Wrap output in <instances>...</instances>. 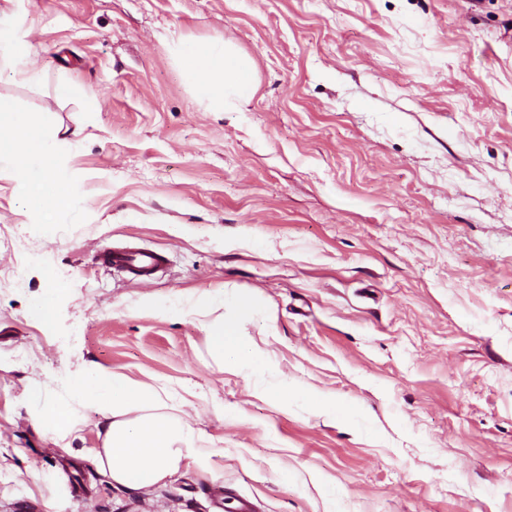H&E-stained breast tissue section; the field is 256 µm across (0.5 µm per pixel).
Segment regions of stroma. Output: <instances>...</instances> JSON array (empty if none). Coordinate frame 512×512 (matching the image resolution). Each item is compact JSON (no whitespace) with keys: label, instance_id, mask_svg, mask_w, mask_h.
I'll list each match as a JSON object with an SVG mask.
<instances>
[{"label":"stroma","instance_id":"35a3bbf8","mask_svg":"<svg viewBox=\"0 0 512 512\" xmlns=\"http://www.w3.org/2000/svg\"><path fill=\"white\" fill-rule=\"evenodd\" d=\"M79 198L54 237L0 171V512H512V0H0ZM226 41L257 89L193 96L174 38ZM65 77L95 110L60 100ZM164 255L143 284L103 246ZM64 285L31 310L43 268ZM232 292L260 372L216 362ZM186 398L209 456L146 490L91 451L88 362ZM69 404V423L41 429ZM54 94L61 100H84L90 104L95 102V96L91 89L84 84L73 82L68 79L58 80L54 86ZM43 279L46 287L34 298L32 309L40 320L50 322L54 315L56 299L63 289L51 268L44 269Z\"/></svg>","mask_w":512,"mask_h":512}]
</instances>
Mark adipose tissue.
I'll return each instance as SVG.
<instances>
[{"mask_svg": "<svg viewBox=\"0 0 512 512\" xmlns=\"http://www.w3.org/2000/svg\"><path fill=\"white\" fill-rule=\"evenodd\" d=\"M197 100L207 111L224 112L234 102L249 99L256 90L253 64L230 44L174 40ZM28 42L13 24L0 20V78L41 79L42 72L26 59ZM48 112L26 110L0 96V167L11 170L31 218L53 231L54 215L71 209L77 198L72 182L60 173L64 142ZM238 319L213 330L210 350L225 363L254 370L263 365L239 329L238 320L250 304L236 299ZM75 393L103 418L104 439L96 449L97 466L114 483L147 488L202 456L196 448L197 429L185 418L164 413L167 388H144L126 377L88 364L74 384Z\"/></svg>", "mask_w": 512, "mask_h": 512, "instance_id": "adipose-tissue-1", "label": "adipose tissue"}]
</instances>
